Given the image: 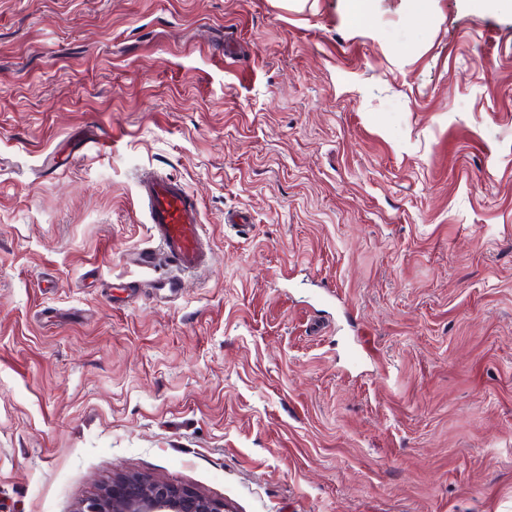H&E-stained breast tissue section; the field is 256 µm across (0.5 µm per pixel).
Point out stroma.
Listing matches in <instances>:
<instances>
[{
    "label": "stroma",
    "instance_id": "35a3bbf8",
    "mask_svg": "<svg viewBox=\"0 0 512 512\" xmlns=\"http://www.w3.org/2000/svg\"><path fill=\"white\" fill-rule=\"evenodd\" d=\"M374 9L0 0V512H512V13ZM143 168L213 242L173 297ZM348 16L358 31L368 30L373 19V0H346ZM221 501L139 476L101 485L76 512H224Z\"/></svg>",
    "mask_w": 512,
    "mask_h": 512
}]
</instances>
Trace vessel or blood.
<instances>
[{
  "mask_svg": "<svg viewBox=\"0 0 512 512\" xmlns=\"http://www.w3.org/2000/svg\"><path fill=\"white\" fill-rule=\"evenodd\" d=\"M139 197L151 226L153 243L129 254L128 259L147 274L157 266H168L170 275L158 278L157 284L175 291L182 287L185 276L205 269L213 259L200 208L184 184L174 177L143 179Z\"/></svg>",
  "mask_w": 512,
  "mask_h": 512,
  "instance_id": "1",
  "label": "vessel or blood"
}]
</instances>
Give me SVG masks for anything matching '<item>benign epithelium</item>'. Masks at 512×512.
I'll return each instance as SVG.
<instances>
[{
    "mask_svg": "<svg viewBox=\"0 0 512 512\" xmlns=\"http://www.w3.org/2000/svg\"><path fill=\"white\" fill-rule=\"evenodd\" d=\"M77 512H224V503L139 476L100 486Z\"/></svg>",
    "mask_w": 512,
    "mask_h": 512,
    "instance_id": "obj_1",
    "label": "benign epithelium"
}]
</instances>
